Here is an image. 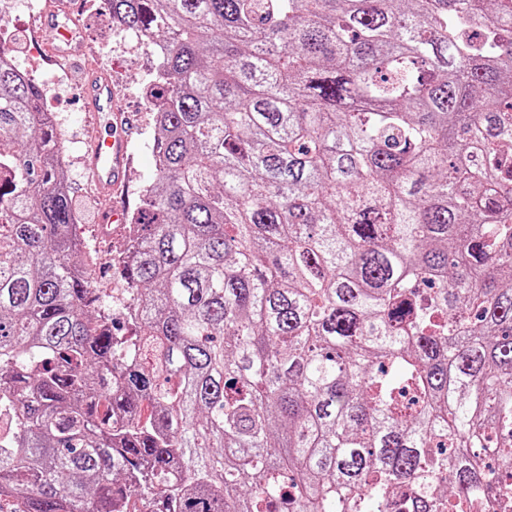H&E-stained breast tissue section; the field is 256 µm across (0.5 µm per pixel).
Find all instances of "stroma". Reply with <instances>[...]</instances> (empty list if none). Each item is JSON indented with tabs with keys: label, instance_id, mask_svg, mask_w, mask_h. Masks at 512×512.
Here are the masks:
<instances>
[{
	"label": "stroma",
	"instance_id": "35a3bbf8",
	"mask_svg": "<svg viewBox=\"0 0 512 512\" xmlns=\"http://www.w3.org/2000/svg\"><path fill=\"white\" fill-rule=\"evenodd\" d=\"M78 21L83 30L84 47L80 64H91L105 69L112 78L122 107L135 114L137 132L132 143L133 164L129 169L125 193L130 205H137L140 190L157 179L155 158L151 148L154 114L147 101L143 86L148 83L153 63L145 51L131 48L123 35L115 29L106 9L89 10L79 7ZM11 47L19 67L29 73L36 83L55 67L67 71L65 83L54 85L44 93L45 107L54 112L62 133L61 149L69 155L65 177L71 195L78 206L76 216L85 250L93 260V274L97 287L113 290L122 288L121 279L114 274L112 261L118 256L122 232L113 233L111 239L99 242L96 227L101 204L87 186L82 162L84 141L88 137L91 121L85 112L78 66L70 61L55 64L50 61L40 43L29 36L28 17L21 9L12 12Z\"/></svg>",
	"mask_w": 512,
	"mask_h": 512
}]
</instances>
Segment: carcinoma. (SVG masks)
<instances>
[{
	"mask_svg": "<svg viewBox=\"0 0 512 512\" xmlns=\"http://www.w3.org/2000/svg\"><path fill=\"white\" fill-rule=\"evenodd\" d=\"M106 2L166 45L120 307L0 52V512L493 507L512 0Z\"/></svg>",
	"mask_w": 512,
	"mask_h": 512,
	"instance_id": "obj_1",
	"label": "carcinoma"
}]
</instances>
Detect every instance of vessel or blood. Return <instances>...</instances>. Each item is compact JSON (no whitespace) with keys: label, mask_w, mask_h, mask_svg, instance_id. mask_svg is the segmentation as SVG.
Here are the masks:
<instances>
[{"label":"vessel or blood","mask_w":512,"mask_h":512,"mask_svg":"<svg viewBox=\"0 0 512 512\" xmlns=\"http://www.w3.org/2000/svg\"><path fill=\"white\" fill-rule=\"evenodd\" d=\"M72 13L60 14L43 10L39 24L49 36V56L80 55V43L70 34L68 23ZM85 111L90 112L93 129L84 154L87 180L97 197L106 206L99 218L98 231L102 236L112 234L113 225L126 221L125 213L115 204L113 197L123 187L130 167L132 153V123L128 112L119 104L112 80L100 69L86 68L82 75Z\"/></svg>","instance_id":"obj_1"}]
</instances>
